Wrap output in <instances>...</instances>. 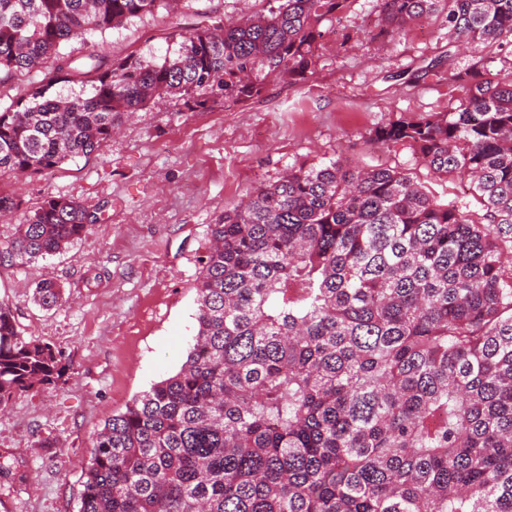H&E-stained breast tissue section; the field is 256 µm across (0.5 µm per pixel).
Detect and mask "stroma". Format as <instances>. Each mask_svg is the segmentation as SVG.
<instances>
[{
    "mask_svg": "<svg viewBox=\"0 0 512 512\" xmlns=\"http://www.w3.org/2000/svg\"><path fill=\"white\" fill-rule=\"evenodd\" d=\"M262 0H180L105 33L61 47L74 58L129 55L159 61L177 34L262 11ZM374 0L322 24L315 72L298 84L268 81L262 94L204 112L173 100L135 112L91 155L31 176H2L19 209L0 221L15 237L46 197L64 196L100 220L63 253L25 267L0 266V302L26 334L61 351L57 384L0 408V455L15 473L0 476V512H78L92 439L108 416L174 374L197 333L196 283L210 247L209 226L260 184L288 167L341 160L357 167L419 168L409 146L372 142L374 130L402 116L448 112L460 92L440 74L485 56L478 42L455 47L439 19L410 26L396 41L372 37ZM65 288L44 310L30 301L39 280Z\"/></svg>",
    "mask_w": 512,
    "mask_h": 512,
    "instance_id": "obj_1",
    "label": "stroma"
}]
</instances>
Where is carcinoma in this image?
<instances>
[{"instance_id": "cac0c4a2", "label": "carcinoma", "mask_w": 512, "mask_h": 512, "mask_svg": "<svg viewBox=\"0 0 512 512\" xmlns=\"http://www.w3.org/2000/svg\"><path fill=\"white\" fill-rule=\"evenodd\" d=\"M179 0H0V71L45 69L0 110V176L93 153L122 118L258 97L313 72L321 24L356 0H266L243 22L179 35L161 62L104 69L60 53ZM378 35L442 19L489 55L448 88L461 105L401 117L374 140L410 146L440 180L466 176L471 213L396 168L295 164L211 225L198 331L179 370L107 417L78 512H512V0H377ZM89 78L86 97L56 89ZM100 220L47 197L0 245L25 265ZM52 280L32 302L62 304ZM62 353L0 303V406L61 380Z\"/></svg>"}]
</instances>
